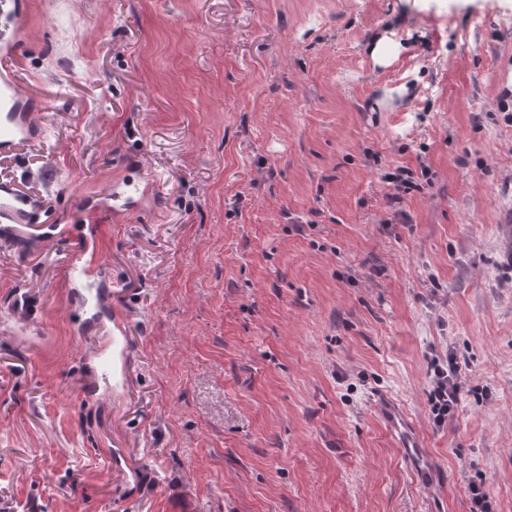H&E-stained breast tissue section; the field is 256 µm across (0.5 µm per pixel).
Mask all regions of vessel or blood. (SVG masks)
<instances>
[{"instance_id": "1", "label": "vessel or blood", "mask_w": 512, "mask_h": 512, "mask_svg": "<svg viewBox=\"0 0 512 512\" xmlns=\"http://www.w3.org/2000/svg\"><path fill=\"white\" fill-rule=\"evenodd\" d=\"M26 0H0V156H8L21 146L34 145L43 135L39 121L40 100L27 88V79L15 63L22 54L18 24L26 14ZM154 179L138 177L127 181L124 192L119 193L127 211L138 208L143 197L156 191ZM37 206L32 197L21 194L14 184L0 183V222L4 224H30ZM101 260L98 253L72 265L69 278L75 287H95L101 303H108L112 294L109 284L101 282L99 272ZM111 324L108 339L98 351L102 359L104 374L110 375L112 384L123 387L130 364L129 345L122 315L108 311ZM380 417L389 432L398 436L404 459L421 476L423 482H430L432 464L425 453L419 437L411 424L390 400L379 405Z\"/></svg>"}]
</instances>
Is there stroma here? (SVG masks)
<instances>
[{"mask_svg": "<svg viewBox=\"0 0 512 512\" xmlns=\"http://www.w3.org/2000/svg\"><path fill=\"white\" fill-rule=\"evenodd\" d=\"M24 36L46 134L0 178L59 232L0 223V512H512V0H29ZM138 168L94 231L123 398L67 278ZM125 187L127 190L122 193L113 190L112 198L114 200H122L123 203L121 207H124V209L129 212L137 209L140 205V200L152 194L157 189L154 179L151 177H143L141 174L137 181L127 180ZM447 367L436 368L432 380L430 402L439 423L457 405L461 388V369L456 359L449 357ZM379 414L389 432L399 437L404 459L421 476L423 483H430L432 464L425 453L411 424L390 400L384 399L379 405Z\"/></svg>", "mask_w": 512, "mask_h": 512, "instance_id": "35a3bbf8", "label": "stroma"}]
</instances>
